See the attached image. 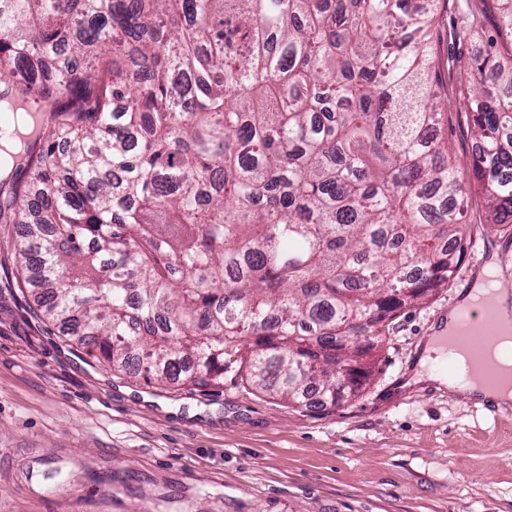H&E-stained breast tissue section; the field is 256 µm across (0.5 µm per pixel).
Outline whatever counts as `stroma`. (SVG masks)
<instances>
[{"label": "stroma", "mask_w": 512, "mask_h": 512, "mask_svg": "<svg viewBox=\"0 0 512 512\" xmlns=\"http://www.w3.org/2000/svg\"><path fill=\"white\" fill-rule=\"evenodd\" d=\"M465 0H438L435 61L448 141L475 151L455 92L488 29L448 33ZM448 288L401 309L358 396L288 405L225 376L203 394L102 366L21 292L0 224V512H512V412L433 384L408 386L439 322L495 264L512 291V235L473 201Z\"/></svg>", "instance_id": "35a3bbf8"}]
</instances>
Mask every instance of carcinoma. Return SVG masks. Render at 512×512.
Here are the masks:
<instances>
[{"label": "carcinoma", "instance_id": "obj_1", "mask_svg": "<svg viewBox=\"0 0 512 512\" xmlns=\"http://www.w3.org/2000/svg\"><path fill=\"white\" fill-rule=\"evenodd\" d=\"M431 2L0 0V112L33 120L0 129V224L33 313L148 386L358 395L455 277L471 194L512 224V0L459 78L467 173Z\"/></svg>", "mask_w": 512, "mask_h": 512}]
</instances>
